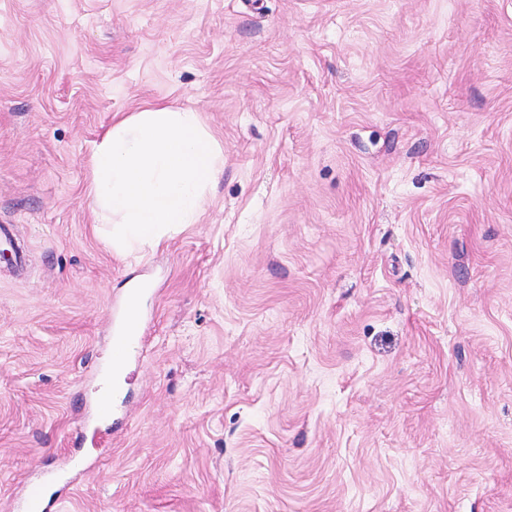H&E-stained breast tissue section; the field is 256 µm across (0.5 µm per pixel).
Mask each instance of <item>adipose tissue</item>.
<instances>
[{"label": "adipose tissue", "instance_id": "adipose-tissue-1", "mask_svg": "<svg viewBox=\"0 0 512 512\" xmlns=\"http://www.w3.org/2000/svg\"><path fill=\"white\" fill-rule=\"evenodd\" d=\"M224 171L197 112L151 106L115 120L96 145L90 193L105 236L132 255L195 224Z\"/></svg>", "mask_w": 512, "mask_h": 512}]
</instances>
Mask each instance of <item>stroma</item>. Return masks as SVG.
Masks as SVG:
<instances>
[{"label": "stroma", "instance_id": "obj_1", "mask_svg": "<svg viewBox=\"0 0 512 512\" xmlns=\"http://www.w3.org/2000/svg\"><path fill=\"white\" fill-rule=\"evenodd\" d=\"M145 104L224 172L133 259L90 162ZM4 224L0 512H512V0H0Z\"/></svg>", "mask_w": 512, "mask_h": 512}]
</instances>
